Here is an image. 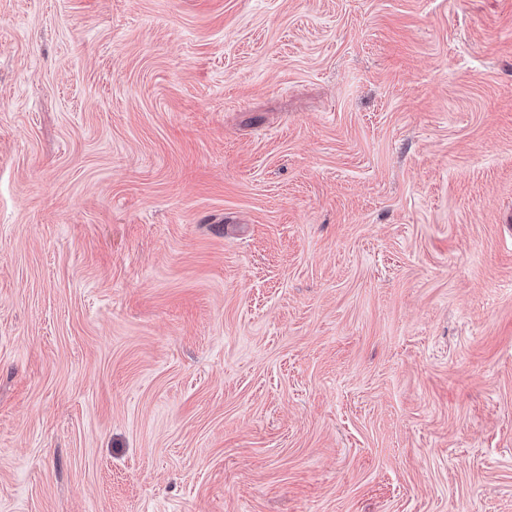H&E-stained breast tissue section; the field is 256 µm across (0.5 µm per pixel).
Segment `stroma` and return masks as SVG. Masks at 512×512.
Listing matches in <instances>:
<instances>
[{
    "mask_svg": "<svg viewBox=\"0 0 512 512\" xmlns=\"http://www.w3.org/2000/svg\"><path fill=\"white\" fill-rule=\"evenodd\" d=\"M512 0H0V512H512Z\"/></svg>",
    "mask_w": 512,
    "mask_h": 512,
    "instance_id": "35a3bbf8",
    "label": "stroma"
}]
</instances>
